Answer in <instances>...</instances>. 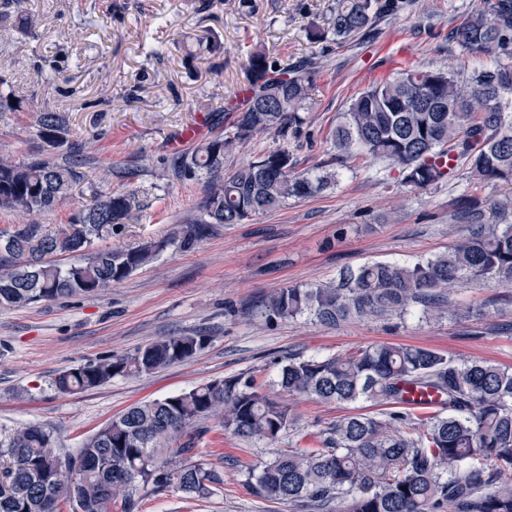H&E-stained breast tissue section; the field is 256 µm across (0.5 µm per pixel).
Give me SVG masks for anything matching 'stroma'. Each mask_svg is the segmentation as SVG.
Here are the masks:
<instances>
[{"instance_id": "stroma-1", "label": "stroma", "mask_w": 512, "mask_h": 512, "mask_svg": "<svg viewBox=\"0 0 512 512\" xmlns=\"http://www.w3.org/2000/svg\"><path fill=\"white\" fill-rule=\"evenodd\" d=\"M478 0H399L373 38L344 45L309 43L305 30L326 25L335 0H26L40 24L25 32L15 16L0 21V90L21 100L0 114V154L39 156L34 128L43 110L69 116V137L88 144L91 178L107 166L129 171L127 188L143 206L106 247L166 241V248L121 284L94 297L0 309V430L52 428L62 447L84 437L132 404L232 376H254L271 388L279 366L296 355L347 354L375 343L433 349L512 368V284L453 288V312L438 320L419 312L329 328L304 317L272 319L264 297L282 288L335 280L369 261L411 263L447 251L468 220L456 200H491L502 188L477 184L466 168L427 188L405 185L386 162L336 151L330 131L351 101L372 83L396 75L390 58L405 53L423 70L454 68L468 76L482 64L448 33ZM261 50L271 61L314 56L304 121L297 133L258 134L224 157L232 175L258 152L283 147L300 172L331 170L336 186L289 199L275 212L215 226L195 249L179 248V231L197 214L204 191L177 181L167 167L172 143L198 114L209 135L232 137V106L247 87L244 67ZM200 331L208 344L191 359L161 371L78 394L58 393L61 370L133 352L149 340ZM295 422L282 448L318 446L339 418L373 413L366 402L326 405L291 400ZM223 460H216V452ZM265 442L244 443L218 428L200 435L197 458L224 473V491L207 501L182 493L141 490L132 512H298L257 495L244 464L266 457Z\"/></svg>"}]
</instances>
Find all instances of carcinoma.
Masks as SVG:
<instances>
[{"mask_svg":"<svg viewBox=\"0 0 512 512\" xmlns=\"http://www.w3.org/2000/svg\"><path fill=\"white\" fill-rule=\"evenodd\" d=\"M24 0L22 29L36 28ZM397 0H336L326 29L311 43L341 45L374 30ZM448 39L493 62L467 78L454 69L407 68L360 93L332 131L334 148L347 155L382 158L405 184L427 188L458 167L479 183L512 186V0H479L448 32ZM248 95L233 120L234 138L198 143L170 165L177 180L206 179L199 214L188 219L179 247L197 246L215 224H239L273 212L290 198H306L336 183L333 175L295 172L285 149L267 150L228 178L224 153L261 132L286 137L303 121L315 62L281 67L263 51L245 66ZM37 136L41 158L0 156V209L23 215L55 210L88 180L76 157L83 146L67 137L68 117L44 111ZM512 211V196L489 202L465 195V212L484 206ZM140 208L121 187L97 191L68 227L48 234L32 221L0 235V308L90 297L112 288L151 262L167 246L93 248ZM71 256L66 265L58 255ZM512 282V224H470L448 252L410 265L367 262L347 269L336 283L289 287L269 295L275 319L307 316L326 327L349 320L402 317L413 310L438 319L448 291L461 282ZM208 343L201 334L162 336L131 353L109 355L57 373L61 393H78L112 381L152 374L193 357ZM440 395L418 416L405 386ZM277 390L322 403L360 400L383 407L380 415L352 414L336 421L317 448H273L246 465L248 484L261 496L292 502L301 512H512V369L442 352L379 343L345 355L288 358ZM216 422L240 441L274 444L293 423L291 409L252 376L211 380L176 395L136 403L85 438L76 450L54 432L29 425L0 438V512H112L121 500L130 512L141 489H176L205 500L224 486L221 473L195 460L199 426Z\"/></svg>","mask_w":512,"mask_h":512,"instance_id":"cac0c4a2","label":"carcinoma"}]
</instances>
